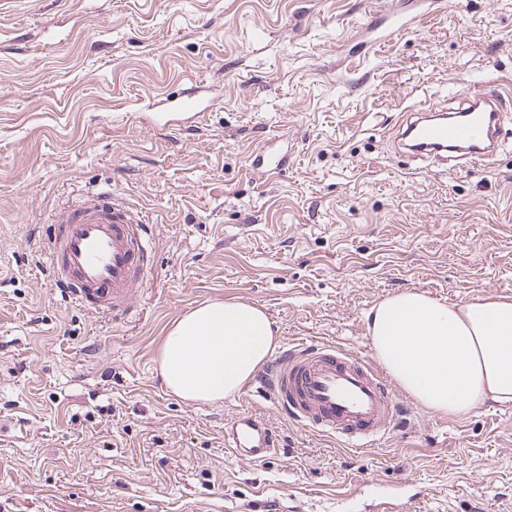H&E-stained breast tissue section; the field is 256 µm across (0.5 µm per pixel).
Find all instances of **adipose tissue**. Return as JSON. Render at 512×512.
Here are the masks:
<instances>
[{"label": "adipose tissue", "instance_id": "1", "mask_svg": "<svg viewBox=\"0 0 512 512\" xmlns=\"http://www.w3.org/2000/svg\"><path fill=\"white\" fill-rule=\"evenodd\" d=\"M370 341L378 362L419 405L458 415L485 402L512 403V297L446 304L409 291L373 305ZM278 344L255 305L203 304L178 319L159 350L168 392L212 404L236 395Z\"/></svg>", "mask_w": 512, "mask_h": 512}]
</instances>
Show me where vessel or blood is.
Returning a JSON list of instances; mask_svg holds the SVG:
<instances>
[{
  "label": "vessel or blood",
  "mask_w": 512,
  "mask_h": 512,
  "mask_svg": "<svg viewBox=\"0 0 512 512\" xmlns=\"http://www.w3.org/2000/svg\"><path fill=\"white\" fill-rule=\"evenodd\" d=\"M426 0H395L386 28L365 24L364 51H372L385 32H406L424 17ZM512 92L494 85L464 93L448 118L424 104L410 106V117L396 135L402 155L431 158L451 168L489 161L499 146L502 112ZM49 272L67 298L95 310L121 313L135 288L153 272V237L148 224L111 191L80 194L60 210L44 249ZM295 421L360 449L382 437L398 409L394 394L368 360L331 344L288 345L256 378ZM231 455L268 459L278 446L275 431L261 416L244 412L224 429Z\"/></svg>",
  "instance_id": "b4317fda"
}]
</instances>
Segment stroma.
Instances as JSON below:
<instances>
[{
    "mask_svg": "<svg viewBox=\"0 0 512 512\" xmlns=\"http://www.w3.org/2000/svg\"><path fill=\"white\" fill-rule=\"evenodd\" d=\"M394 0H11L0 9V512H512V405L461 415L398 392L363 449L304 429L253 383L169 394L163 336L207 301L261 307L280 344L373 359L366 315L416 290L512 294V143L451 171L399 156L406 107L512 85V0H440L366 54ZM196 81L205 119L148 113ZM287 154L281 174L257 154ZM105 187L154 226L122 315L66 301L41 233ZM256 411L262 462L224 447ZM224 446L236 458L264 461L274 453L278 439L261 416L243 412L224 428Z\"/></svg>",
    "mask_w": 512,
    "mask_h": 512,
    "instance_id": "35a3bbf8",
    "label": "stroma"
}]
</instances>
